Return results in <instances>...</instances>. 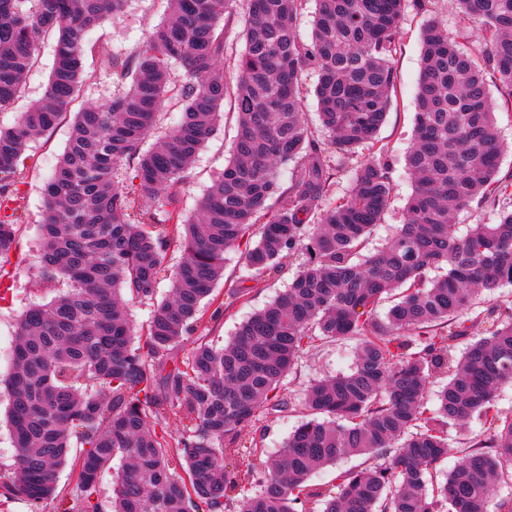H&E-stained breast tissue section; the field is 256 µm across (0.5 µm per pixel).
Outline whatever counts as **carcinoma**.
<instances>
[{
  "label": "carcinoma",
  "instance_id": "cac0c4a2",
  "mask_svg": "<svg viewBox=\"0 0 512 512\" xmlns=\"http://www.w3.org/2000/svg\"><path fill=\"white\" fill-rule=\"evenodd\" d=\"M127 0H0V112L21 96L41 41L55 40L41 100L0 128V259L17 244L29 144L57 126L80 90L90 30ZM169 12L132 57L112 55L118 97L75 113L58 165L43 186L40 277L68 288L27 310L17 326L12 370L0 385L14 443L12 477L0 498L58 497L71 449L80 494L61 512H100L99 475L121 472L112 512H489L493 483L512 470V414L497 391L512 382V306L468 316L475 294L512 285V210L457 235L454 215L512 196L499 176L503 147L490 82L512 105V0H452L477 32L467 46L430 18L422 33L406 221L378 252L361 250L393 192L389 149L378 131L397 74L393 54L407 0H314L311 35L298 33L306 0H244V51L229 86L220 72L224 28L239 0H168ZM182 68L180 75L172 63ZM317 76L325 137L307 123L302 80ZM238 129L224 171L186 217L181 196L192 162L213 135L224 100ZM180 121L145 147L167 102ZM360 147L369 156L349 159ZM295 163L287 186L278 166ZM350 189L332 199L338 178ZM284 196L288 207L272 211ZM262 225L250 243L252 225ZM244 247L251 279L305 256L288 289L236 329L222 347L198 331L202 301L224 275L225 254ZM182 252L169 297L133 345L124 296L153 297L169 251ZM433 271L441 275L431 278ZM398 301L379 318L393 292ZM493 320L485 335L472 326ZM354 338L347 373L307 392L308 419L283 449L263 458L252 440L235 465L224 450L265 406L281 408L282 382L301 353L325 339ZM467 343L460 355V340ZM191 341L190 356L172 363ZM448 376L434 399L433 377ZM187 421L176 473L166 412ZM485 430L456 448L450 431ZM388 454L341 472L337 491L307 484L339 459ZM454 468L436 485L451 453ZM264 476L247 479L257 467Z\"/></svg>",
  "mask_w": 512,
  "mask_h": 512
}]
</instances>
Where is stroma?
<instances>
[{"instance_id":"1","label":"stroma","mask_w":512,"mask_h":512,"mask_svg":"<svg viewBox=\"0 0 512 512\" xmlns=\"http://www.w3.org/2000/svg\"><path fill=\"white\" fill-rule=\"evenodd\" d=\"M166 13V0H128L123 12L112 23L90 31L88 38L96 43L98 51L84 59L86 78L72 111L100 103L118 95V88L110 77L109 60L112 54L131 56ZM428 13V12H427ZM427 13L415 4H408L401 20L402 38L393 57L398 73L397 88L392 104L378 138L387 143L389 161L393 167V198L382 223L372 233L367 251L380 247L404 220L407 198L411 193V179L404 165V155L414 139V98L420 72L421 30ZM54 42L40 43L38 61L28 74L25 90L11 111L0 112V127L11 126L20 112L36 103L43 95L53 62ZM70 134L68 122H61L51 132L32 143L23 168L25 184L16 206L25 218L19 229V244L10 252L0 269L13 284V296L0 302V378H7L11 370V352L15 341L16 323L28 308L49 302L55 295L45 287L35 263L40 249V220L44 209L42 188L52 174ZM236 135V115L232 103H225L223 119L214 134L199 152L189 172L180 207L183 213H194L197 203L223 170L231 156ZM299 258L286 261L282 272L273 278L253 284L245 297L235 293L240 286L245 268L238 252L228 253L224 277L215 286L210 298L202 302L205 318L202 322L210 338L223 344L236 326L255 311L266 307L283 292L295 276ZM222 314H215V307ZM355 340H325L304 351L284 381L282 395L289 406L284 411L264 412L255 426L246 428L242 442L260 436L268 452L281 449L289 433L304 419L305 394L314 383L349 371L353 363Z\"/></svg>"}]
</instances>
